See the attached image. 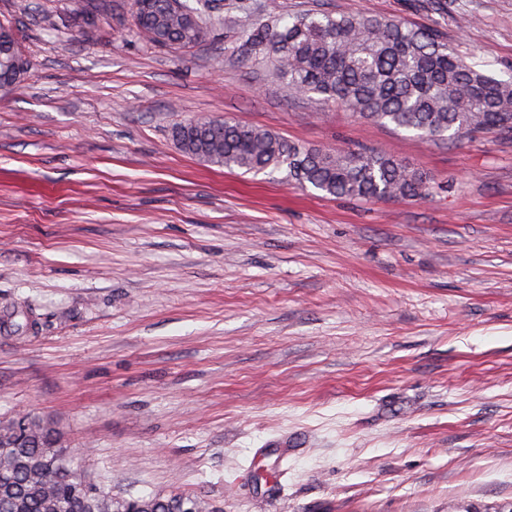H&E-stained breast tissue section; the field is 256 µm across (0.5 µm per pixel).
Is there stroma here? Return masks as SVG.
Listing matches in <instances>:
<instances>
[{"label": "stroma", "instance_id": "stroma-1", "mask_svg": "<svg viewBox=\"0 0 512 512\" xmlns=\"http://www.w3.org/2000/svg\"><path fill=\"white\" fill-rule=\"evenodd\" d=\"M252 2L432 28L512 80V0ZM238 5L215 0L206 40L171 51L132 0H0L30 61L0 95V312L37 318L0 321V421L50 420L126 497L512 512V136L434 143L285 96L231 56ZM197 117L383 151L435 189L340 199L205 165L171 137Z\"/></svg>", "mask_w": 512, "mask_h": 512}]
</instances>
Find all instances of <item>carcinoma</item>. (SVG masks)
I'll list each match as a JSON object with an SVG mask.
<instances>
[{"mask_svg": "<svg viewBox=\"0 0 512 512\" xmlns=\"http://www.w3.org/2000/svg\"><path fill=\"white\" fill-rule=\"evenodd\" d=\"M213 0H135L138 31L153 45L190 49L208 35ZM233 53L265 64L290 97L314 93L358 117L437 141L512 133V81L460 59L433 29L380 17L306 13L237 31ZM29 72L18 30L0 22V91ZM180 150L206 164L246 173L286 170L328 196L364 200L426 198L427 176L382 151L310 148L259 127L197 118L172 128ZM70 449L53 424L31 413L0 422V512H211L199 496L117 498L91 475H73Z\"/></svg>", "mask_w": 512, "mask_h": 512, "instance_id": "cac0c4a2", "label": "carcinoma"}]
</instances>
